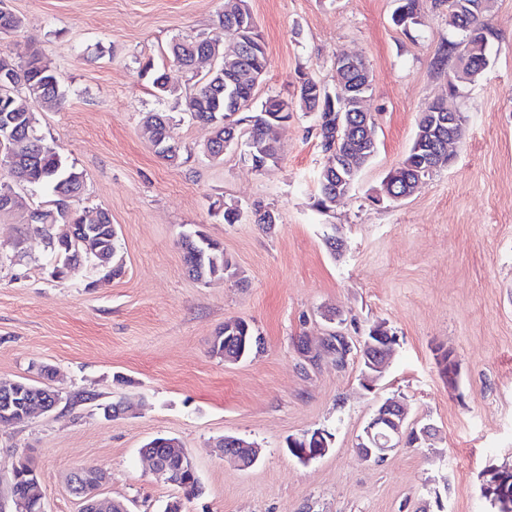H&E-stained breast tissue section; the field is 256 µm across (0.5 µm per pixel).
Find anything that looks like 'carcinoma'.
<instances>
[{
	"mask_svg": "<svg viewBox=\"0 0 512 512\" xmlns=\"http://www.w3.org/2000/svg\"><path fill=\"white\" fill-rule=\"evenodd\" d=\"M448 0H399L393 12V22L405 29L419 24L428 7L436 8ZM459 5L457 13L448 20V26L455 29L459 39L448 40L439 47L434 66L445 70L454 64V50L458 47L473 62L488 58V50L497 33L488 22V14L493 7L492 0H454ZM224 28V43L242 46V60L233 82L224 78L217 70L195 90L184 98L185 111L190 118L212 129L208 139L210 158H224V144L228 140H242L246 152L271 158V165L279 160V147L270 138L268 129L272 125L288 122L295 107L305 112H315L319 136L321 137L323 163L319 172L320 189L316 206L326 210L355 186L362 169L371 161L373 154L360 145L347 140L344 129L338 124L346 118L331 116L317 102L328 94L338 96L337 89L345 83L361 78L362 68L334 76L330 87L307 76L300 77L297 101H288L278 96L268 97L259 108L248 110L255 93L257 75L268 68L266 50L255 17L246 0H241L240 16L226 13L219 16ZM206 39L190 42H175L170 46L173 67L176 71L190 73L195 59L209 51ZM143 71L152 78V85L161 97L179 95V87L166 69H155L146 63ZM0 74L10 77L0 86V169L8 173L14 182L44 192L49 196V207L38 210L37 219L32 221L26 215L19 220L21 224L32 223L36 226L60 227L52 236L55 251L68 257L72 262L93 258L96 254L105 256L107 266L100 268L102 277L119 278L125 272L123 259L119 254L118 236L112 231L110 214L99 208L80 209L73 207L63 214L65 205L80 200L85 188V174L68 160L60 149L36 131V119L32 104L42 103L49 106L60 104L66 89L62 77L51 64L37 52L22 63L14 62L0 52ZM458 95L456 85H449L448 98L427 104L419 113L414 140L408 153L397 166L398 176L393 185V194L399 196L418 181L430 176L424 171L423 161L426 146L422 141L435 135L431 128L428 112L434 110L456 109ZM144 134L150 142L164 139L172 141L170 136V117L164 112H151L143 122ZM336 158V172H331L328 163ZM88 238L90 244L76 243V239ZM183 259L190 276L198 281L207 282L213 278L233 275L236 269L224 256V249L200 231L182 241ZM236 330L217 333L218 343L211 344V352L222 356L249 357L261 348V337L243 320L235 321ZM11 390L17 394L19 405L11 416L0 415V422L23 423L26 421L28 404L41 399L44 386L26 379L11 383ZM178 489L185 497L197 495L198 475L182 472L178 474Z\"/></svg>",
	"mask_w": 512,
	"mask_h": 512,
	"instance_id": "cac0c4a2",
	"label": "carcinoma"
}]
</instances>
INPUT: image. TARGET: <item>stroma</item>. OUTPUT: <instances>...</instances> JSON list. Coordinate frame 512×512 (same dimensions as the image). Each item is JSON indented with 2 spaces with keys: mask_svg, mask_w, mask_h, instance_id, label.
Listing matches in <instances>:
<instances>
[{
  "mask_svg": "<svg viewBox=\"0 0 512 512\" xmlns=\"http://www.w3.org/2000/svg\"><path fill=\"white\" fill-rule=\"evenodd\" d=\"M225 3L8 0L22 27L0 50L18 62L40 53L60 73L66 98L34 105L36 126L84 172L81 206L111 214L125 273L103 280L83 263L55 281L46 236L0 215V381H43L59 394L53 410L0 425V512H16L10 477L22 455L41 475L46 512H79L67 477L84 465L108 472L104 496L163 512L178 491L141 454L157 436L176 438L197 468L203 493L184 512H490L481 487L512 466V0H494L489 65L459 86L468 120L452 164L402 200L382 183L421 109L448 92L433 65L455 36L445 13L405 31L391 20L395 0H248L268 57L256 101L296 99L303 75L331 83L340 53L371 72L377 151L326 211L315 206L314 114L295 111L277 129L281 160L268 172L234 148L213 162L202 153L209 129L142 71L169 66L174 40H223ZM148 112L171 116L187 162L156 155L141 131ZM218 200L238 205L240 220L225 223ZM260 206L276 212L274 229L255 224ZM192 229L223 246L236 276H189L179 241ZM333 229L346 242L338 255L325 244ZM230 319L264 340L235 364L209 349ZM379 322L395 345L374 391L361 385L359 355L340 369L327 352L312 362L297 352L300 338H357ZM447 352L452 385L438 365ZM388 399L436 433L374 466L355 442ZM117 402L135 414L104 417L102 405ZM316 429L330 450L301 463L286 442ZM227 435L258 446L253 467L225 462Z\"/></svg>",
  "mask_w": 512,
  "mask_h": 512,
  "instance_id": "obj_1",
  "label": "stroma"
}]
</instances>
